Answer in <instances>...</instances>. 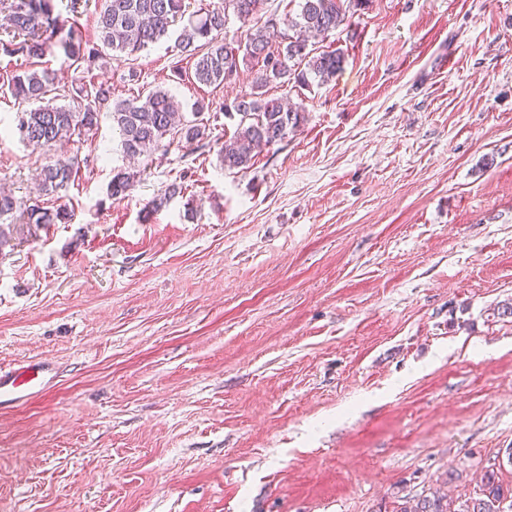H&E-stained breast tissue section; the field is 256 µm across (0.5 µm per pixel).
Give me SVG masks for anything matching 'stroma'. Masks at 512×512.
<instances>
[{"label": "stroma", "mask_w": 512, "mask_h": 512, "mask_svg": "<svg viewBox=\"0 0 512 512\" xmlns=\"http://www.w3.org/2000/svg\"><path fill=\"white\" fill-rule=\"evenodd\" d=\"M55 4L97 41L106 0ZM173 45L42 60L69 87L218 114L117 201L109 115L34 151L0 87V184L25 196L47 159L89 160L73 219L12 225L0 249V368L58 371L0 410V512H392L438 485L461 501L512 448V0H360L331 82L269 87L305 119L244 173L219 150L250 70L205 86Z\"/></svg>", "instance_id": "35a3bbf8"}]
</instances>
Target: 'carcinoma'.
<instances>
[{"label": "carcinoma", "mask_w": 512, "mask_h": 512, "mask_svg": "<svg viewBox=\"0 0 512 512\" xmlns=\"http://www.w3.org/2000/svg\"><path fill=\"white\" fill-rule=\"evenodd\" d=\"M266 0H224V9L206 10L188 17L174 48L194 60V77L205 85H221L236 77L240 65H251V91L236 98L225 114L239 117L232 135L224 136L221 162L227 170H247L259 150L282 140L288 128L300 122L304 109L269 98L266 88L275 84L308 87L314 80L329 83L344 61L343 50L320 52L309 47V38L327 37L350 23L356 0H300V10L282 16L266 14ZM6 26L0 35V54L9 58H40L59 48L77 65L100 55V49L134 56L149 46L170 37L185 16L186 0H108L96 19L100 45L81 37L72 23L64 39H55L58 20L54 0H5ZM242 24L243 35L235 43L224 41V26L229 17ZM13 97L35 101L39 106L17 113L20 139L34 150L49 151L57 144L76 143L98 126L102 108L112 116L123 154L130 160L148 158L174 141L192 145L209 130L205 106L200 104L192 119L181 112L179 102L162 89H154L132 99L112 100L102 87L82 86L69 94L70 102L58 105L65 87L53 70L29 69L7 79ZM79 161L57 160L44 165L36 180V196L17 197L0 190V249L9 236L11 224H56L72 220L67 205L54 209L41 204L44 196H57L66 190ZM139 171H119L109 192L120 200L136 187ZM501 464L488 459L478 489L458 507L438 488L414 496L397 505L394 512H512V488L499 477Z\"/></svg>", "instance_id": "carcinoma-1"}]
</instances>
